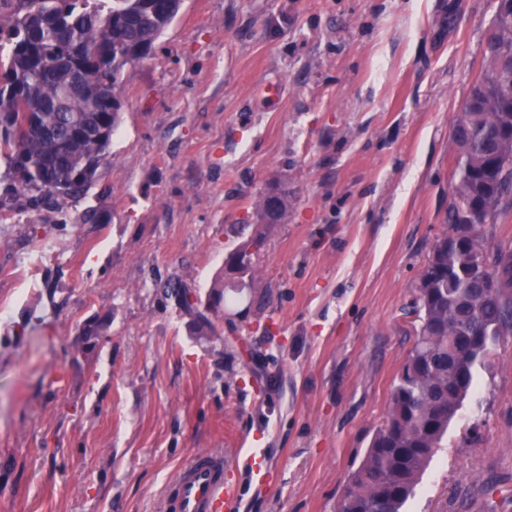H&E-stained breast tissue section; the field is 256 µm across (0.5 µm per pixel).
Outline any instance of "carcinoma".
Returning <instances> with one entry per match:
<instances>
[{
  "label": "carcinoma",
  "instance_id": "1",
  "mask_svg": "<svg viewBox=\"0 0 512 512\" xmlns=\"http://www.w3.org/2000/svg\"><path fill=\"white\" fill-rule=\"evenodd\" d=\"M179 11V0H0V158L11 180L0 210L22 198L24 209L62 211L85 192L108 156L121 101L119 84L132 55L152 47ZM485 38L481 71L453 122L456 186L446 231L425 265L415 309L417 340L394 385L381 426L348 477L336 512H402L448 426L475 387L480 353L512 336V249L486 245V227L512 212V148L500 126L512 127V19L495 14ZM460 230L469 247L448 240ZM484 251L496 285L470 273L473 252ZM237 284L219 271L206 294L180 282L163 291L195 315L200 336L224 315L226 288L258 292L255 254L236 248ZM481 336L480 349L454 344L462 323ZM105 329L93 318L81 327L77 351L88 356Z\"/></svg>",
  "mask_w": 512,
  "mask_h": 512
}]
</instances>
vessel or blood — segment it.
Segmentation results:
<instances>
[{
	"mask_svg": "<svg viewBox=\"0 0 512 512\" xmlns=\"http://www.w3.org/2000/svg\"><path fill=\"white\" fill-rule=\"evenodd\" d=\"M162 508L164 512H238L239 487L225 481L222 458L200 453L181 468Z\"/></svg>",
	"mask_w": 512,
	"mask_h": 512,
	"instance_id": "obj_1",
	"label": "vessel or blood"
}]
</instances>
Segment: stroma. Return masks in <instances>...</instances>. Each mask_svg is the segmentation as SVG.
Returning a JSON list of instances; mask_svg holds the SVG:
<instances>
[{
	"label": "stroma",
	"instance_id": "stroma-1",
	"mask_svg": "<svg viewBox=\"0 0 512 512\" xmlns=\"http://www.w3.org/2000/svg\"><path fill=\"white\" fill-rule=\"evenodd\" d=\"M494 11L184 0L123 71L91 188L59 213L0 211V512H160L206 451L227 460L239 512H336L416 339L455 186L452 124ZM274 187L288 214L256 258L261 304L239 295L195 336L161 283L208 290ZM91 207L105 220H84ZM404 512H512V336ZM105 326V319L100 317L85 322L80 329L79 337L76 341L77 351L86 356L92 354Z\"/></svg>",
	"mask_w": 512,
	"mask_h": 512
}]
</instances>
